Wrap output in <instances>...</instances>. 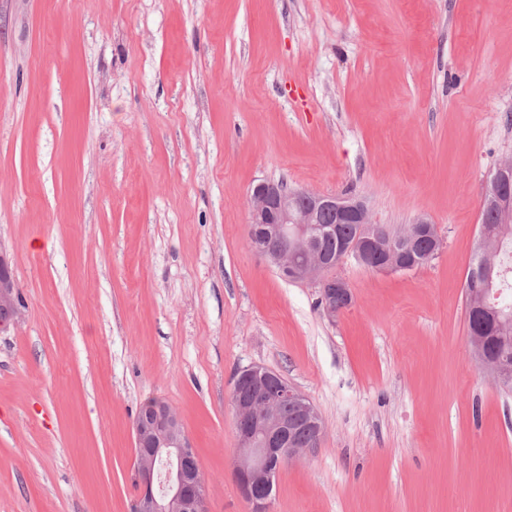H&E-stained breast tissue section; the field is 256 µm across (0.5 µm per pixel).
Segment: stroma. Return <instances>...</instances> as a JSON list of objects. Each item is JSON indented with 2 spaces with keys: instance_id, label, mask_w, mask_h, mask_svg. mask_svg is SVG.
<instances>
[{
  "instance_id": "35a3bbf8",
  "label": "stroma",
  "mask_w": 512,
  "mask_h": 512,
  "mask_svg": "<svg viewBox=\"0 0 512 512\" xmlns=\"http://www.w3.org/2000/svg\"><path fill=\"white\" fill-rule=\"evenodd\" d=\"M512 159V0H0V512H133L134 421L168 403L208 512L234 475L233 377L308 397L315 452L270 512H512V394L464 285ZM423 218L411 272L354 259L336 314L247 243L260 181ZM429 224L430 222L425 219H418L414 222L413 236L408 242V245L423 242L425 247L423 261H430L443 245L441 238ZM19 296L12 269L0 253V330L7 331L21 319ZM474 353L482 368L488 371L499 385H502L504 382H511V365H507L501 357H494L488 351L481 348H475Z\"/></svg>"
}]
</instances>
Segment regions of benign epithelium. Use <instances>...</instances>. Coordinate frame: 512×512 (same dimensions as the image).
<instances>
[{"mask_svg": "<svg viewBox=\"0 0 512 512\" xmlns=\"http://www.w3.org/2000/svg\"><path fill=\"white\" fill-rule=\"evenodd\" d=\"M512 169L507 161L490 178L487 198L499 199L501 177ZM337 212L342 224L360 225L357 237L331 263L316 258L307 266L289 264V257L305 248L308 224H318L324 211ZM249 234H257L254 250L285 277L313 282L321 288V304L330 314L352 303V292L343 279L328 274L351 256L366 266L372 248L381 240L394 242L395 230L371 222L366 204L354 197H337L309 190L290 189L282 182L261 181L250 193ZM424 244V260H431L443 245L429 221L414 222L409 244ZM396 250L389 251L384 271H411ZM21 319L19 296L12 269L0 253V330ZM476 359L498 384L512 380V367L488 351L474 349ZM239 453L234 471L239 490L252 504L253 512H269L271 490L278 468L272 462L290 461L319 446L323 426L309 399L279 375L261 367L240 370L232 389ZM293 407L296 419L285 421L280 408ZM306 422L314 433L313 445H300L294 438L297 424ZM137 474L141 493L136 512H207V491L195 451L176 412L165 403H152L139 413L134 425Z\"/></svg>", "mask_w": 512, "mask_h": 512, "instance_id": "obj_1", "label": "benign epithelium"}]
</instances>
